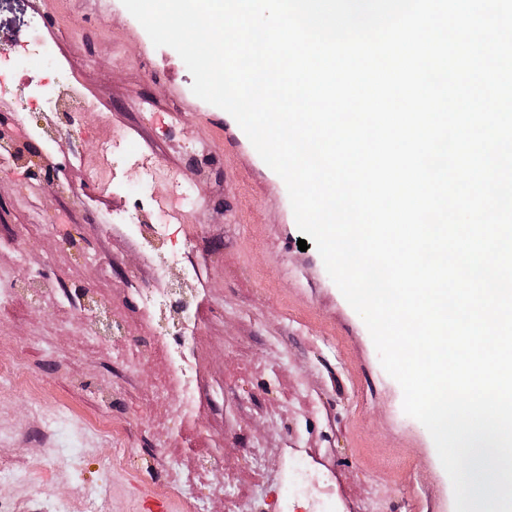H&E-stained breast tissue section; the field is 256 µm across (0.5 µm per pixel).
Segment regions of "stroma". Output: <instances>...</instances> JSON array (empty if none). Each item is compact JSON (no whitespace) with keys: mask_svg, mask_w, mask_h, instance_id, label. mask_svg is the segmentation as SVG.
Wrapping results in <instances>:
<instances>
[{"mask_svg":"<svg viewBox=\"0 0 512 512\" xmlns=\"http://www.w3.org/2000/svg\"><path fill=\"white\" fill-rule=\"evenodd\" d=\"M44 55L21 47L36 14ZM21 71L53 74L23 92L0 93V138L23 152L0 158V355L18 353V378L0 385V503L52 512L77 488L109 496L98 512H141L138 488L169 499L172 512H455L452 482L427 429L403 410V392L382 367L370 333L301 233L287 188L233 117L191 90L178 53L154 46L122 0H0V56ZM78 86L92 104L71 131L43 142L42 100ZM134 147L160 155L186 182L185 224L168 227L166 261L194 262L201 398L192 430L158 426L140 397L157 369L120 376L130 340L157 335L140 315L141 276L157 259L117 216L161 182L129 174L121 190L85 182L75 153L93 154L102 121ZM203 225L190 243L186 224ZM51 283L35 299L27 283ZM115 300L122 339L86 344L83 323L65 326L85 291ZM58 410L87 451L61 472L40 408ZM224 468L219 495L184 499L169 482L200 454ZM303 463L324 482L287 497L288 468Z\"/></svg>","mask_w":512,"mask_h":512,"instance_id":"obj_1","label":"stroma"}]
</instances>
